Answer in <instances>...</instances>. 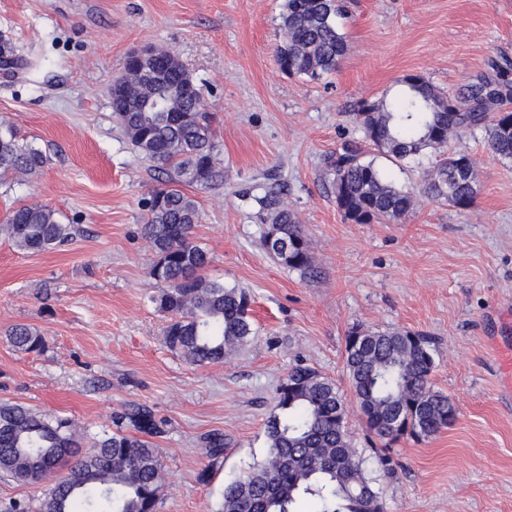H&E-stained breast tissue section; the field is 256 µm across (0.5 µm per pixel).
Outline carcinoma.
<instances>
[{
	"instance_id": "obj_1",
	"label": "carcinoma",
	"mask_w": 512,
	"mask_h": 512,
	"mask_svg": "<svg viewBox=\"0 0 512 512\" xmlns=\"http://www.w3.org/2000/svg\"><path fill=\"white\" fill-rule=\"evenodd\" d=\"M344 15L343 0H286L279 69L313 79L335 70L346 51L338 24ZM163 55L171 62L167 79L152 85L131 77L123 90L126 109L115 117L133 146L165 175L164 186L151 195L162 203L147 206L143 225L155 254L150 274L165 285L152 298L170 316L165 343L192 364H221L255 336L250 297L199 275L209 257L192 239L199 202L185 188L223 183L224 167L199 98L179 91L184 66L170 53ZM511 96L506 79L468 83L447 94L423 78L402 82L389 101L364 103L354 113L364 145L348 144L329 160L337 207L358 224L398 221L420 196L471 207L477 195L473 162L460 151H447L448 142L480 129L494 155L512 160V126L497 110ZM367 147L399 161L430 149L435 162L419 191L405 190L365 158ZM47 162L12 127L0 126V182L33 174ZM263 207L279 239L290 244L289 251L274 255L292 269L308 270L306 243L283 198L269 194ZM3 231L28 253L53 250L70 236V226L55 211L30 204L12 208ZM354 336L362 348L345 349L350 396L310 367H293L266 423V458L224 485L219 512H298L305 498L316 501V512H370L380 503L378 477L393 471L389 445L405 434L421 440L448 427L454 404L432 385L430 337L358 327L346 339ZM8 340L25 353L44 346L40 331L26 324L14 325ZM351 404L368 432L383 442L372 457L353 448L342 425ZM117 421L121 426L111 436L84 449V432L69 417L0 403V474L26 485L52 479L39 512H157L164 471L153 439L164 435L165 424L146 405L132 407Z\"/></svg>"
}]
</instances>
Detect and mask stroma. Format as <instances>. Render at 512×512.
<instances>
[{"instance_id": "obj_1", "label": "stroma", "mask_w": 512, "mask_h": 512, "mask_svg": "<svg viewBox=\"0 0 512 512\" xmlns=\"http://www.w3.org/2000/svg\"><path fill=\"white\" fill-rule=\"evenodd\" d=\"M284 0H0V124L41 149L38 174L0 183V225L33 203L70 225L55 250L19 251L0 232V402L66 415L88 438L112 433L133 404L166 423L155 441L165 481L158 512H216L225 482L267 455L277 387L301 363L347 388L345 339L355 327L432 339L435 390L457 408L434 437L403 436L380 479L384 512H512V396L499 392L500 319L512 307V161L484 132L454 149L472 159L479 192L466 210L421 200L394 223L357 224L337 209L327 160L363 139L360 103L393 98L409 74L452 92L512 75V0H345L348 51L317 79L280 72ZM173 54L200 88L224 165L195 189L204 279L251 295L252 342L196 366L165 344L167 314L141 232L162 176L130 143L109 89L126 54ZM435 157L376 163L418 188ZM281 194L312 271L282 265L263 240L260 200ZM41 331V352L7 330ZM224 436L212 458L205 438ZM7 338L12 346L25 353L38 352L44 346V338L40 331L26 324L14 325Z\"/></svg>"}]
</instances>
